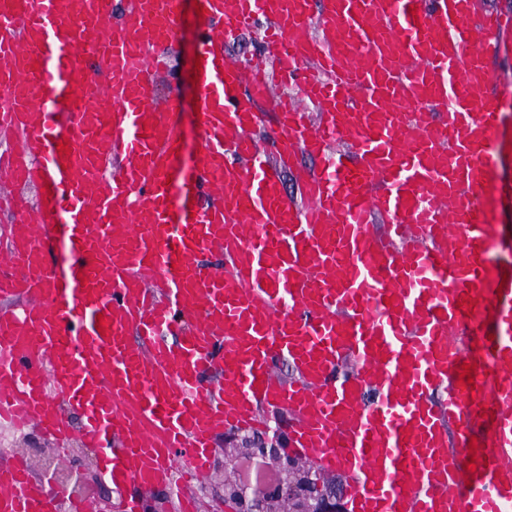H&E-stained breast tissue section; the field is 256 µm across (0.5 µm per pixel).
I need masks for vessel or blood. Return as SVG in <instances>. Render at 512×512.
Masks as SVG:
<instances>
[{"instance_id":"vessel-or-blood-1","label":"vessel or blood","mask_w":512,"mask_h":512,"mask_svg":"<svg viewBox=\"0 0 512 512\" xmlns=\"http://www.w3.org/2000/svg\"><path fill=\"white\" fill-rule=\"evenodd\" d=\"M179 2L0 0V422L104 449L113 485L144 492L205 475L222 434L282 409L351 512H512V263L486 264L512 236L479 204L512 15L203 0L186 174L157 107ZM249 29L250 63L227 57ZM271 64L297 98L272 97ZM212 250L223 268L195 263ZM0 512H58L23 455L0 464Z\"/></svg>"}]
</instances>
